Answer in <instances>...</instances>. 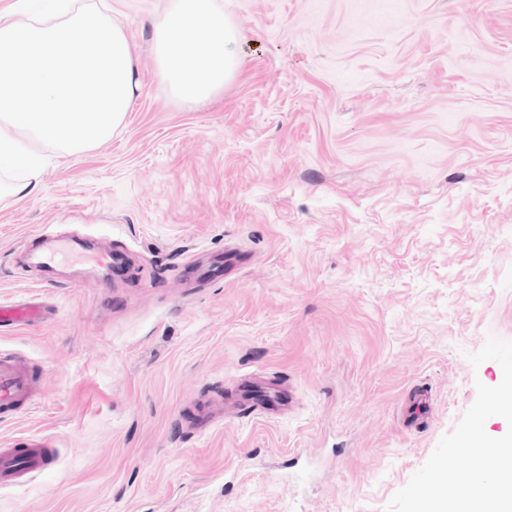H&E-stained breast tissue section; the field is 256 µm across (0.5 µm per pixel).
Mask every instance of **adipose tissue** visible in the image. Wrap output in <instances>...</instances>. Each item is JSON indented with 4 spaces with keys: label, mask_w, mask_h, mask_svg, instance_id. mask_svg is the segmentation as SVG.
Wrapping results in <instances>:
<instances>
[{
    "label": "adipose tissue",
    "mask_w": 512,
    "mask_h": 512,
    "mask_svg": "<svg viewBox=\"0 0 512 512\" xmlns=\"http://www.w3.org/2000/svg\"><path fill=\"white\" fill-rule=\"evenodd\" d=\"M94 38L81 42L85 33ZM243 36L215 0H170L152 21L160 86L193 105L244 65ZM141 91L136 50L96 0H40L16 19L0 14V191L37 193L47 151L72 156L103 146Z\"/></svg>",
    "instance_id": "adipose-tissue-1"
}]
</instances>
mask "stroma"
I'll return each mask as SVG.
<instances>
[{
    "label": "stroma",
    "instance_id": "35a3bbf8",
    "mask_svg": "<svg viewBox=\"0 0 512 512\" xmlns=\"http://www.w3.org/2000/svg\"><path fill=\"white\" fill-rule=\"evenodd\" d=\"M108 2L141 95L0 200V302L48 307L0 327L42 380L0 448L60 455L0 512H388L501 382L468 354L512 340V0H218L245 63L196 107L156 78L168 0ZM45 224L88 243L19 270ZM256 369L294 413L190 432L189 400ZM430 416L429 392L421 390L415 393L406 411L407 423L410 427H419L427 422Z\"/></svg>",
    "mask_w": 512,
    "mask_h": 512
}]
</instances>
